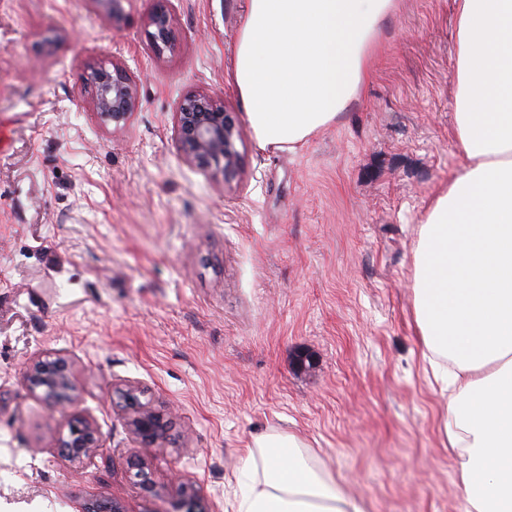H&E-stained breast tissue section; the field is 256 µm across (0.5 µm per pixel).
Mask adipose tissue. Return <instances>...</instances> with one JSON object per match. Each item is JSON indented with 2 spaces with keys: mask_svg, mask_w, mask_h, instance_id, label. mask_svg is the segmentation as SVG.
I'll return each instance as SVG.
<instances>
[{
  "mask_svg": "<svg viewBox=\"0 0 512 512\" xmlns=\"http://www.w3.org/2000/svg\"><path fill=\"white\" fill-rule=\"evenodd\" d=\"M455 137L464 164L415 250L422 354L448 399L442 443L463 512H512V0H454ZM396 0H247L234 81L260 148L295 149L335 123L368 79ZM235 512H366L295 437L248 453Z\"/></svg>",
  "mask_w": 512,
  "mask_h": 512,
  "instance_id": "obj_1",
  "label": "adipose tissue"
}]
</instances>
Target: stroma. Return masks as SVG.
<instances>
[{
  "label": "stroma",
  "instance_id": "1",
  "mask_svg": "<svg viewBox=\"0 0 512 512\" xmlns=\"http://www.w3.org/2000/svg\"><path fill=\"white\" fill-rule=\"evenodd\" d=\"M396 2L336 122L292 151L241 122L227 182L185 162L174 112L193 92L243 112L246 0H168L160 52L157 0L111 21L88 0H0V512H177L175 471L202 512H233L266 432L296 436L367 512H463L412 292L419 228L463 164L455 3ZM111 61L136 75L138 107L109 131L84 76ZM49 350L73 360L106 446L86 468L53 456L69 418L23 378ZM128 383L172 421L145 454L152 495L126 466ZM149 26L154 28L150 33L152 44L156 40V35L160 37H166L168 33L172 35L171 15L163 5L158 4L149 15Z\"/></svg>",
  "mask_w": 512,
  "mask_h": 512
}]
</instances>
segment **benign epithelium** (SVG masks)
Here are the masks:
<instances>
[{"label": "benign epithelium", "mask_w": 512, "mask_h": 512, "mask_svg": "<svg viewBox=\"0 0 512 512\" xmlns=\"http://www.w3.org/2000/svg\"><path fill=\"white\" fill-rule=\"evenodd\" d=\"M154 28L151 40L172 32L171 15L161 4L149 15ZM85 83L91 91L93 109L105 127L126 126L136 107L137 80L125 66L95 63L88 67ZM174 132L186 162L219 172L224 181L240 172V154L234 140L239 136L237 113L227 111L212 95L184 96L174 113ZM29 392L48 406L70 414L68 435L58 442L57 456L70 464L88 465L103 452L102 437L94 421L77 410L79 375L70 357L48 352L25 367ZM126 426L136 448H151L169 440L170 426L157 422L159 412L147 405L124 409ZM80 512H126L117 501L91 499L79 504Z\"/></svg>", "instance_id": "1"}]
</instances>
